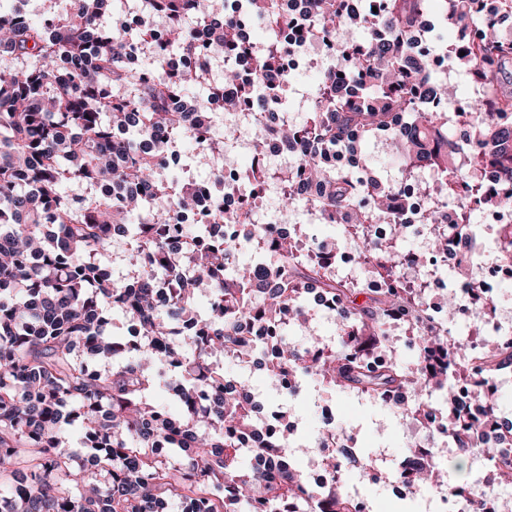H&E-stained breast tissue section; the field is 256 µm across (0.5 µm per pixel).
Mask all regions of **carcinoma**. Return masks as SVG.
<instances>
[{
  "mask_svg": "<svg viewBox=\"0 0 512 512\" xmlns=\"http://www.w3.org/2000/svg\"><path fill=\"white\" fill-rule=\"evenodd\" d=\"M16 0L0 6V512H365L336 464H323L319 487L291 464L288 424L256 418L254 395L224 374L267 346L276 351L270 378L278 390L295 379L363 395L423 419L428 397L446 396L448 439L464 456L477 454L471 423L457 395L476 374L512 370V345L475 351L448 337L457 296L439 317L416 278L430 256L452 244L468 248L475 209L512 213V191L489 186L485 170L512 182V0L496 14L479 0H451L450 42L435 38L428 0H380L377 10L351 0H305L303 36L331 39L335 66L306 94L309 119L288 124L271 113L249 129L259 155L288 153L295 168L272 171L263 161L241 172L255 196L275 179L282 185L279 223L262 224L245 206L224 208V172L218 164L237 129L217 133L211 112L247 108L261 115L268 99L293 94L284 47L273 42L253 58L238 26L243 11L267 30L293 23L285 0H143V15L126 28L106 27L110 0H43L40 21ZM166 22L156 43L152 23ZM444 52L480 92L472 110H457L452 84L435 76L431 52ZM465 55H460V52ZM197 59L196 68L165 69L171 53ZM210 56L224 57V81L199 86ZM433 85L440 107L427 108L422 89ZM187 135L195 163L209 179L186 175L179 185L159 178L172 171L167 139ZM384 139L399 159V175L385 180L364 145ZM356 160L353 169L325 163L331 153ZM436 183L417 180L424 169ZM81 182L80 197L64 185ZM436 199L418 218L431 235L428 251L409 257L400 248L412 223L406 184ZM106 186L98 192L94 186ZM215 196L205 231L189 236L175 220L192 215L198 198ZM318 213L352 240L372 293L360 280L336 276V247L305 236L289 216ZM373 224L392 225L391 240H373ZM130 241L137 266L121 280L103 267L113 237ZM497 259L512 264V227L499 229ZM263 240L261 270L239 266L244 243ZM205 290L208 308L197 305ZM336 306L340 342L327 352L299 350L282 340L286 325L305 328L308 299ZM119 311L136 336L112 331ZM410 329L417 363L375 354L389 345L391 325ZM169 372L181 380L167 383ZM171 385L181 405L169 415L150 394ZM403 388L407 404L391 400ZM484 399L486 420L512 436L496 394ZM75 426L78 440L66 427ZM238 434L255 447L238 448ZM266 457V470L244 465L243 454ZM433 454L415 469L418 487L458 490Z\"/></svg>",
  "mask_w": 512,
  "mask_h": 512,
  "instance_id": "cac0c4a2",
  "label": "carcinoma"
}]
</instances>
